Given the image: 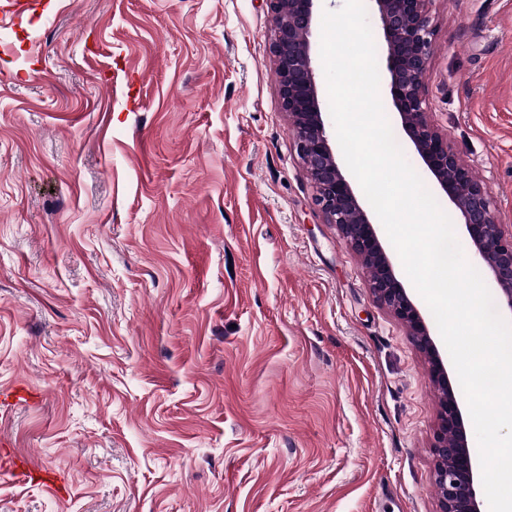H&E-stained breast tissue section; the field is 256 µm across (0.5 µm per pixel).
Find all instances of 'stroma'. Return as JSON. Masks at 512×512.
Returning a JSON list of instances; mask_svg holds the SVG:
<instances>
[{"mask_svg":"<svg viewBox=\"0 0 512 512\" xmlns=\"http://www.w3.org/2000/svg\"><path fill=\"white\" fill-rule=\"evenodd\" d=\"M426 97L512 225V0H432ZM266 0L0 15V512H439V390L312 201ZM2 464H5L13 474L25 479L33 478L54 493H57L60 488L57 474L50 469H41L28 455L14 454Z\"/></svg>","mask_w":512,"mask_h":512,"instance_id":"obj_1","label":"stroma"}]
</instances>
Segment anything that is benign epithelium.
Masks as SVG:
<instances>
[{"mask_svg":"<svg viewBox=\"0 0 512 512\" xmlns=\"http://www.w3.org/2000/svg\"><path fill=\"white\" fill-rule=\"evenodd\" d=\"M266 2L273 25L272 54L281 108L292 122L297 154L313 184V202L327 222L338 227L341 242L368 262L374 297L409 328L417 347L428 357L430 377L442 393L432 444L440 512H482L479 471L469 450L462 400L415 297L396 275L351 176L337 158L328 131L312 66L310 34L317 0ZM374 2L387 46L388 91L408 146L448 197L463 226L473 265L491 275L498 307L512 312V230H505L493 198L448 137L428 119L425 86L436 35L431 0Z\"/></svg>","mask_w":512,"mask_h":512,"instance_id":"1","label":"benign epithelium"}]
</instances>
